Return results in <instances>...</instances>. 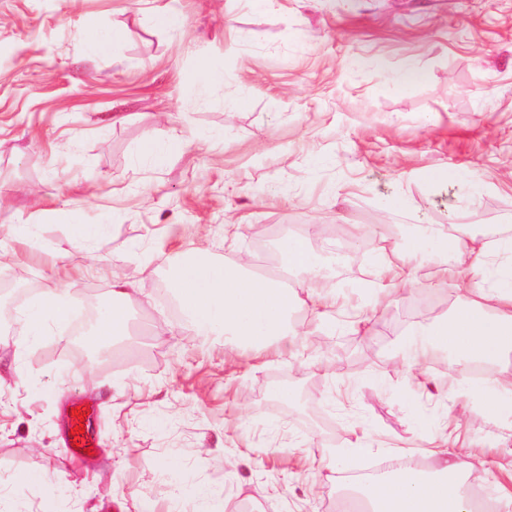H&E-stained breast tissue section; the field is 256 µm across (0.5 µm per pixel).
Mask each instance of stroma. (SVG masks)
Returning <instances> with one entry per match:
<instances>
[{"label": "stroma", "instance_id": "obj_1", "mask_svg": "<svg viewBox=\"0 0 512 512\" xmlns=\"http://www.w3.org/2000/svg\"><path fill=\"white\" fill-rule=\"evenodd\" d=\"M164 6L179 30L154 26ZM115 33L96 55L93 42ZM206 61L221 73L204 91ZM408 62L423 78L396 87L389 74ZM148 134L161 150L144 161ZM430 168L452 176L427 183ZM463 171L481 176L480 194ZM396 193L405 210L384 206ZM453 223L512 235V0H276L270 13L249 0H0V225L39 227L33 244L0 238L13 255L0 277L40 294L57 287L64 253L75 301L37 344L0 339V512H137L142 501L190 512L198 487L228 512H326L348 485L402 463L401 447L423 462L421 444L457 418L494 473L512 470L499 443L512 398L490 415L480 391L456 392L450 353L428 351L417 371L395 355L405 333L448 318L455 284L420 278L355 330L318 316L297 283L301 342L285 357L193 335L163 298L171 256L191 245L219 265L273 269L283 226L319 256L321 230L385 225L325 290L348 313L379 278L377 252L406 263L392 242L403 225ZM77 224L107 227L97 273L72 243ZM173 224L198 238H176ZM116 272L138 288V342L81 361L70 338L102 315ZM275 383L293 400L271 399ZM74 403L90 409L98 443L81 460L66 441ZM360 432L372 451L328 474ZM19 473L50 481L18 484Z\"/></svg>", "mask_w": 512, "mask_h": 512}]
</instances>
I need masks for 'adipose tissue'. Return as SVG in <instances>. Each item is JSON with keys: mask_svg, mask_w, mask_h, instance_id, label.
Wrapping results in <instances>:
<instances>
[{"mask_svg": "<svg viewBox=\"0 0 512 512\" xmlns=\"http://www.w3.org/2000/svg\"><path fill=\"white\" fill-rule=\"evenodd\" d=\"M397 247L411 263H385V281L373 294L370 306L359 309L366 322L380 307L404 290L413 288L420 270L445 282L465 280L464 299L448 319L436 322L404 340L398 353L411 366L418 365L425 350H448L457 364L478 359L489 366L481 387L488 409H495L503 395L512 394V371L501 362L512 354V236L489 240L461 236L433 224L404 229ZM279 249L291 274L305 277L314 306L335 308L321 295L327 278L324 265L309 251L306 241L282 235ZM181 315L189 329L200 336L224 335L243 348L284 354L295 348L299 333L288 320L290 298L280 278L259 276L247 269L217 265L199 257L170 268ZM134 283L116 275L107 293V305L94 332L86 340L92 350L128 337L127 302ZM70 315L68 292L49 289L14 315L26 344H35L50 326ZM455 435L428 443L435 464L429 471L404 468L378 474L358 484L354 492L369 512H474L470 489L479 480L495 486V501H512V487L475 462L472 452L455 451Z\"/></svg>", "mask_w": 512, "mask_h": 512, "instance_id": "adipose-tissue-1", "label": "adipose tissue"}]
</instances>
